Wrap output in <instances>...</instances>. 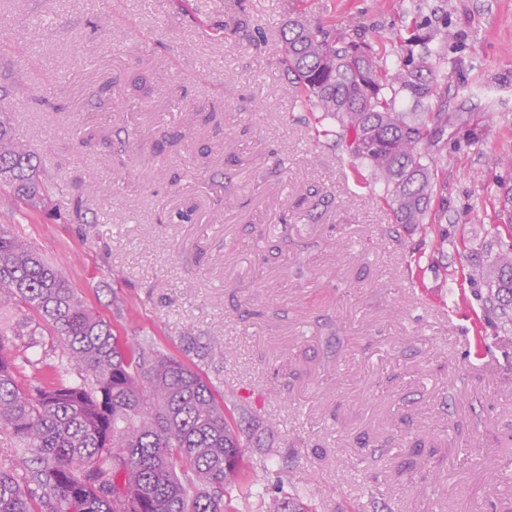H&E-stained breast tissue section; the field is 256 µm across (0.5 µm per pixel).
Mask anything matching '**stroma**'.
<instances>
[{"label": "stroma", "mask_w": 512, "mask_h": 512, "mask_svg": "<svg viewBox=\"0 0 512 512\" xmlns=\"http://www.w3.org/2000/svg\"><path fill=\"white\" fill-rule=\"evenodd\" d=\"M299 4L396 57L414 9L454 32L431 228L394 223L287 93ZM0 114L52 189L46 212L0 190V225L120 340L275 422L245 464L313 512H512V325L472 275L498 248L512 0H0ZM11 319L15 357L61 359L26 307Z\"/></svg>", "instance_id": "35a3bbf8"}]
</instances>
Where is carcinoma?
Segmentation results:
<instances>
[{"label":"carcinoma","instance_id":"carcinoma-1","mask_svg":"<svg viewBox=\"0 0 512 512\" xmlns=\"http://www.w3.org/2000/svg\"><path fill=\"white\" fill-rule=\"evenodd\" d=\"M282 62L295 105L317 113L320 133L342 141L356 183H378L397 224H428L430 198L447 187L430 161L448 126L439 56L422 40L417 64L366 41L289 14ZM411 101L405 112L399 95ZM37 208L50 199L36 153L0 119V188ZM495 228L512 239V177L497 186ZM481 276L488 311L512 323V245ZM25 306L64 341V361L34 377L8 348L0 319V430L15 463L0 468V512H309L297 492L265 499L271 470L242 466L245 431L199 369L143 343L119 342L111 325L27 240L0 225V312Z\"/></svg>","mask_w":512,"mask_h":512}]
</instances>
